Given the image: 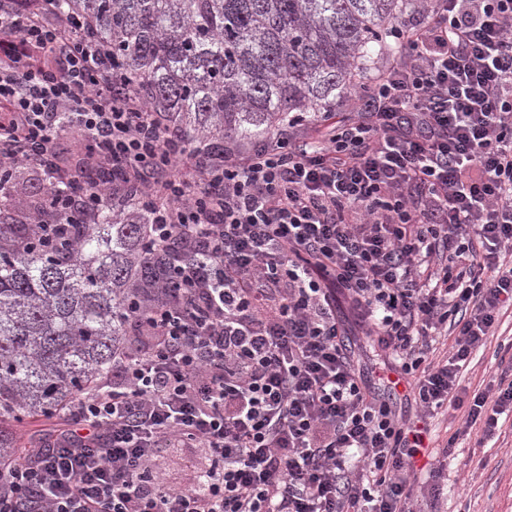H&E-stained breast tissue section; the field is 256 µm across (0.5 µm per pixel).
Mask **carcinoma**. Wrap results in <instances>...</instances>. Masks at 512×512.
Returning <instances> with one entry per match:
<instances>
[{
    "instance_id": "carcinoma-1",
    "label": "carcinoma",
    "mask_w": 512,
    "mask_h": 512,
    "mask_svg": "<svg viewBox=\"0 0 512 512\" xmlns=\"http://www.w3.org/2000/svg\"><path fill=\"white\" fill-rule=\"evenodd\" d=\"M414 0H60L119 58L127 87L183 133L185 146L272 134L295 112H327L374 60ZM88 184L80 160L26 186L27 220L11 214L17 174L0 188V470L22 451L12 422L63 418L126 345L133 294L160 284L150 206L129 183L93 223L58 217L61 180Z\"/></svg>"
}]
</instances>
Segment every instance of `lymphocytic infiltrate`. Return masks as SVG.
<instances>
[{"label": "lymphocytic infiltrate", "instance_id": "f902f5d3", "mask_svg": "<svg viewBox=\"0 0 512 512\" xmlns=\"http://www.w3.org/2000/svg\"><path fill=\"white\" fill-rule=\"evenodd\" d=\"M52 6L0 13V170L57 166L69 115L106 189L163 190L154 238L185 258L177 300L132 309L134 343L0 473V512H413L424 420L462 407L490 437L512 412V383L458 395L512 306V0H430L393 25L398 60L351 90L355 118L312 141L289 117L190 175L181 134L113 81L82 19L46 23ZM378 380L405 386L418 423ZM162 448L205 462L166 486Z\"/></svg>", "mask_w": 512, "mask_h": 512}]
</instances>
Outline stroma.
I'll return each mask as SVG.
<instances>
[{
  "mask_svg": "<svg viewBox=\"0 0 512 512\" xmlns=\"http://www.w3.org/2000/svg\"><path fill=\"white\" fill-rule=\"evenodd\" d=\"M512 381V312L502 314L494 336L473 351L460 373L467 391ZM464 409H451L431 420L433 463L446 479L440 512H512V415H502L490 440L479 427L465 429ZM454 448H447V441ZM202 459L198 448H163L153 469L159 482L180 485L189 481Z\"/></svg>",
  "mask_w": 512,
  "mask_h": 512,
  "instance_id": "1",
  "label": "stroma"
}]
</instances>
